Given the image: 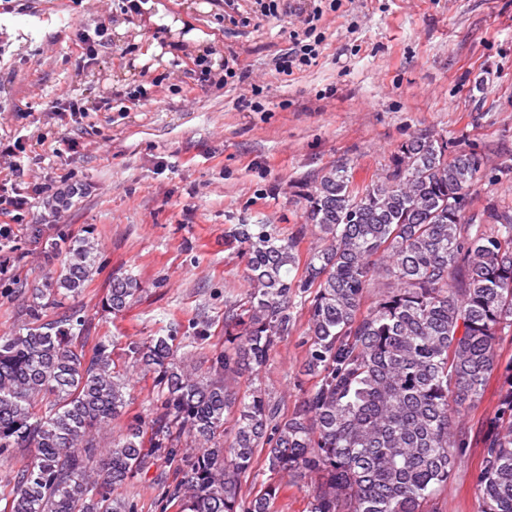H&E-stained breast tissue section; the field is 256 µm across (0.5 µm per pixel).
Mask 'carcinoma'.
<instances>
[{"instance_id":"carcinoma-1","label":"carcinoma","mask_w":512,"mask_h":512,"mask_svg":"<svg viewBox=\"0 0 512 512\" xmlns=\"http://www.w3.org/2000/svg\"><path fill=\"white\" fill-rule=\"evenodd\" d=\"M484 168L475 150L425 133L362 187L346 162L323 170L290 234L238 225L226 243L245 258L249 289L225 307L224 347L203 369L178 360L176 325L130 343L127 369L109 336L86 356L76 346L86 317L45 320L43 310L81 292L98 243L52 247L59 269L30 290L29 323L0 336V457L34 449L3 512H138L134 493L115 490L158 461L176 478L157 512L173 502L179 512H273L284 488L271 478L250 498L242 491L262 471L310 477L308 512H441L469 445L461 408L496 372L474 483L481 512H512V362L498 351L512 328V209L490 195L467 209ZM141 293L136 278L116 277L107 308L119 314ZM303 314L304 368L317 381L282 415L265 389L236 382L266 366ZM131 369L152 375L146 416L128 415Z\"/></svg>"}]
</instances>
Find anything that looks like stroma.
Here are the masks:
<instances>
[{"label": "stroma", "instance_id": "1", "mask_svg": "<svg viewBox=\"0 0 512 512\" xmlns=\"http://www.w3.org/2000/svg\"><path fill=\"white\" fill-rule=\"evenodd\" d=\"M313 0H0V195L28 203L0 275V336L25 321L19 289L41 284L58 264L52 243L92 233L99 266L79 294L47 308L78 310L77 345L92 354L112 337L116 363L130 343L180 327L184 350L204 363L224 344V304L247 289L245 260L225 234L236 224L303 222V195L316 176L347 162L357 182L381 173L413 136L432 132L485 155L499 174L480 177L474 205L496 196L512 207V0H341L318 31L320 54L303 71L281 64L304 31ZM202 33L174 59L157 12ZM108 40L94 59L82 45L99 27ZM233 65L243 80L197 81L198 60ZM145 88L142 100L130 99ZM86 112L72 114L71 100ZM23 175H16L15 166ZM143 287L126 311L104 302L113 278ZM212 326L194 343L198 315ZM305 321L240 389L265 388L281 414L313 383L303 372ZM482 455L467 448L440 495L442 512H480L473 483Z\"/></svg>", "mask_w": 512, "mask_h": 512}]
</instances>
